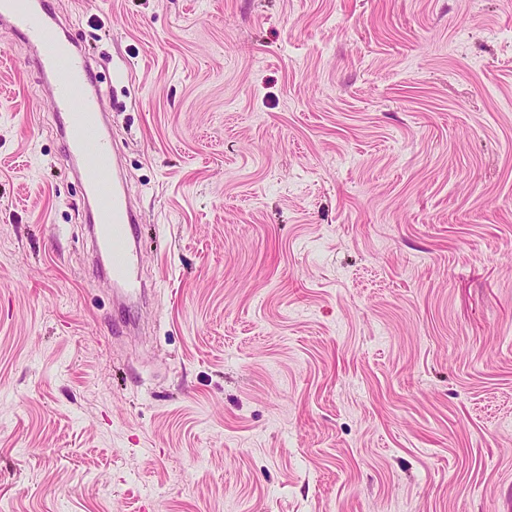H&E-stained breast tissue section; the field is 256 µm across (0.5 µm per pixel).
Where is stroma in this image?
Instances as JSON below:
<instances>
[{"label": "stroma", "instance_id": "1", "mask_svg": "<svg viewBox=\"0 0 512 512\" xmlns=\"http://www.w3.org/2000/svg\"><path fill=\"white\" fill-rule=\"evenodd\" d=\"M140 214L0 27L5 512H512V0H52ZM0 21H8L31 45L30 64L51 85L50 104L57 114L65 151L77 161L87 197L97 204V225H90L89 230L97 246L96 272L114 288L118 315L112 335L123 336L136 327L129 305L145 293L139 275L140 219L130 205L112 143L102 134L101 98L89 92L94 69L79 49L58 40L53 27H60V22L49 0H1Z\"/></svg>", "mask_w": 512, "mask_h": 512}]
</instances>
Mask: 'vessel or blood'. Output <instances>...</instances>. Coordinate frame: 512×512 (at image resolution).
I'll list each match as a JSON object with an SVG mask.
<instances>
[{
	"label": "vessel or blood",
	"instance_id": "b4317fda",
	"mask_svg": "<svg viewBox=\"0 0 512 512\" xmlns=\"http://www.w3.org/2000/svg\"><path fill=\"white\" fill-rule=\"evenodd\" d=\"M0 21L31 45L30 63L51 86L50 104L65 150L97 204V223L89 233L97 246L96 270L118 298L112 333L127 334L136 326L128 307L145 292L139 275L140 219L130 205L112 144L102 134V101L91 91L94 70L79 51L58 40L54 28L59 20L49 0H0Z\"/></svg>",
	"mask_w": 512,
	"mask_h": 512
}]
</instances>
